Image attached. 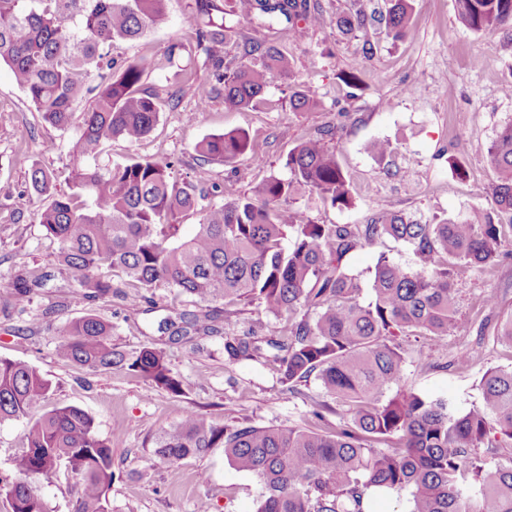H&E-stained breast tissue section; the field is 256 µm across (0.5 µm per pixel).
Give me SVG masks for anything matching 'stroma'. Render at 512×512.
<instances>
[{
  "label": "stroma",
  "mask_w": 512,
  "mask_h": 512,
  "mask_svg": "<svg viewBox=\"0 0 512 512\" xmlns=\"http://www.w3.org/2000/svg\"><path fill=\"white\" fill-rule=\"evenodd\" d=\"M217 2L231 28L225 61L239 62L248 39L284 43L282 25L248 23L235 15L234 0ZM188 3L168 0L163 24L139 40L114 45V57L151 60L144 87L176 85L187 71L195 73L198 84H213L190 39L196 22ZM309 3L324 22L304 40L286 43L294 68L266 94L284 101L292 90L308 87L317 93L313 109L231 108L215 98L200 111L190 89L165 106L147 137L135 144L120 139L105 143L92 165L111 166L136 157L165 159L173 163L178 178L209 185L230 179L249 195L268 177L287 178L288 153L331 125L337 133L328 145L350 178L354 201L341 209L315 194L283 201V208L301 212L310 223L368 224L403 213L432 224L489 210L494 174L483 158L502 125L512 119V94L505 91L512 85V26L476 33L458 21L455 0H413L412 31L395 41L378 23L350 34L336 24L337 17L358 9L382 8L383 0ZM178 40L183 49L170 53V45ZM351 71L360 77L353 90L342 81ZM410 85L415 94H405ZM237 129L256 138L259 155L247 153L224 164L204 160L197 152L206 136ZM74 137V131L45 123L14 83L9 66L0 65V358L28 363L51 383L50 397L32 411V418L72 405L91 415L99 435L110 440L112 512H257L261 483L229 464L223 449L173 464L156 454V436L176 425L190 408L230 426L332 431L339 421L336 403L317 377H310L302 395L292 396L272 367L228 360L223 337L194 345L170 339L160 331V321L198 308L193 298L176 290L128 283L126 292L143 296L134 311L118 297L71 301L74 275L59 266L58 244L39 222L44 202L33 195L30 175L36 167L52 171L56 191L67 190ZM375 139L394 143L391 160H378L368 152V143ZM502 251L494 265L458 284V329L440 344L412 343L403 388L452 400L465 411L481 403L479 382L486 370L512 366V349L497 338L500 323L512 317L511 232L503 238ZM382 254L405 266L416 263L409 244L390 238L351 252L345 262L365 273ZM25 270L46 272L50 279L30 305L21 307L9 282ZM89 312L111 322L116 347L147 344L161 350L180 382L179 391L157 388L125 370L92 372L59 361L55 347L62 326ZM285 323V318L266 314L254 303H238L230 316V327L240 336L253 331L273 335ZM465 354L470 357L468 368L453 367V360ZM315 408L320 417L312 416Z\"/></svg>",
  "instance_id": "obj_1"
}]
</instances>
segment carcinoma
Masks as SVG:
<instances>
[{"mask_svg": "<svg viewBox=\"0 0 512 512\" xmlns=\"http://www.w3.org/2000/svg\"><path fill=\"white\" fill-rule=\"evenodd\" d=\"M167 0H0V62L11 69L32 107L50 125L77 127L71 148L70 192L52 197L40 224L59 243V263L76 274L71 300L121 297L136 308L140 296L113 283L119 277L145 288L164 286L203 304L197 313L170 318L159 330L188 341L220 332L228 310L241 301L264 312L288 314V325L273 336H224L230 360L261 358L281 375L288 392L312 374L343 408V423L332 432L251 424L224 426L210 415L188 410L162 432L156 453L172 463L224 448L239 470L263 485L257 512H366L380 492L407 491L408 512H512V459H498L501 444L512 441V367L488 369L480 380L482 402L464 412L449 400L395 389L402 377L409 337L441 342L459 327L456 285L477 268L500 257L505 227L512 228V121L503 125L485 156L493 171V207L466 220L419 224L393 214L382 223L312 224L283 200L316 193L332 206L352 205L350 179L322 137L298 145L285 162L288 178L271 177L252 195L232 183L217 192L224 203L202 210L195 233L178 235L180 219L198 207L209 191L178 181L168 162L133 158L110 168L89 167L104 143L121 138L136 143L159 121L162 105L185 87L209 104L216 88L183 75L181 86L147 91L145 58L116 64L117 40H134L163 23ZM386 35L394 41L411 31V0H384ZM459 21L474 32L512 24V0H456ZM235 11L260 25L286 23L297 40L320 24L308 0H235ZM198 20L195 49L231 107L274 109L266 88L288 73L293 58L277 44L246 43L252 60L224 66V12L216 0H194ZM362 11L337 18L345 31L365 26ZM99 83L87 111L74 106L87 92L92 71ZM295 111L316 104L309 88L291 92ZM202 157L230 163L256 154L245 131L213 134L200 141ZM376 158L396 147L376 139L367 145ZM55 174L31 172V188L50 192ZM384 237L413 247L416 266L404 267L379 256L370 271L371 299L361 300L363 282L344 264L348 253ZM292 239V245L284 241ZM47 276L17 274L11 284L17 304L30 303ZM305 314L296 319L298 311ZM315 311L309 318L308 312ZM56 345L59 359L97 372L127 370L168 391L179 390L162 352L142 346L120 350L112 325L94 314L72 320ZM395 390L390 398L385 393ZM51 384L32 366L0 359V422L27 418L45 401ZM391 448L375 444L391 438ZM483 452H477V449ZM63 466L75 480V512H112V448L96 432L94 419L80 408L61 405L26 423L24 446L0 478L9 512H52L37 489Z\"/></svg>", "mask_w": 512, "mask_h": 512, "instance_id": "carcinoma-1", "label": "carcinoma"}]
</instances>
